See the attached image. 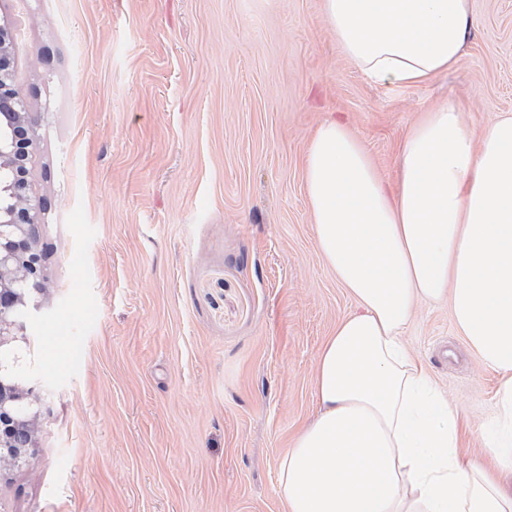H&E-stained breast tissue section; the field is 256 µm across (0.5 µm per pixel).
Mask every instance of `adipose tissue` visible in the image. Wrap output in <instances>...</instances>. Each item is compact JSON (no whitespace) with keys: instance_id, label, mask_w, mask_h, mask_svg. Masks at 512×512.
Returning <instances> with one entry per match:
<instances>
[{"instance_id":"adipose-tissue-1","label":"adipose tissue","mask_w":512,"mask_h":512,"mask_svg":"<svg viewBox=\"0 0 512 512\" xmlns=\"http://www.w3.org/2000/svg\"><path fill=\"white\" fill-rule=\"evenodd\" d=\"M336 43L380 85H421L458 64L469 0H323ZM304 189L324 262L356 303L321 347L318 412L278 466L285 512H512V115L476 131L463 105L426 112L394 185L339 121L321 124ZM447 304L498 377L487 454L404 334Z\"/></svg>"}]
</instances>
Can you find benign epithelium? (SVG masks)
Segmentation results:
<instances>
[{"label":"benign epithelium","mask_w":512,"mask_h":512,"mask_svg":"<svg viewBox=\"0 0 512 512\" xmlns=\"http://www.w3.org/2000/svg\"><path fill=\"white\" fill-rule=\"evenodd\" d=\"M14 37L0 25V354H19L27 343L25 327L4 306L11 300L28 306L29 322L41 312L45 253L39 237L40 209L30 203L29 167L37 127L13 82ZM47 388L39 380L22 382L0 364V469L22 467L29 457L11 447L17 428L35 434L39 405Z\"/></svg>","instance_id":"1"}]
</instances>
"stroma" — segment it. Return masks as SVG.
Returning <instances> with one entry per match:
<instances>
[{"label": "stroma", "instance_id": "1", "mask_svg": "<svg viewBox=\"0 0 512 512\" xmlns=\"http://www.w3.org/2000/svg\"><path fill=\"white\" fill-rule=\"evenodd\" d=\"M470 10L460 62L395 87L342 54L322 0H0L39 134L28 343L53 390L0 512H283L279 461L355 309L315 244L307 145L343 121L391 183L429 109L463 104L479 130L512 114V0ZM406 341L483 458L496 375L447 307H421Z\"/></svg>", "mask_w": 512, "mask_h": 512}]
</instances>
